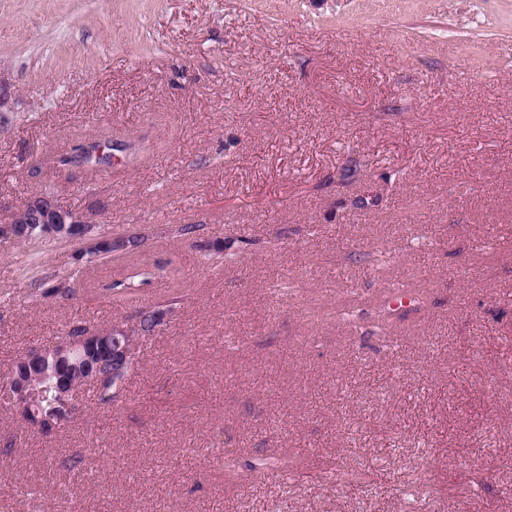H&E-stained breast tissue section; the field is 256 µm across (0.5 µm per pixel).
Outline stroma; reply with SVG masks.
<instances>
[{"mask_svg":"<svg viewBox=\"0 0 512 512\" xmlns=\"http://www.w3.org/2000/svg\"><path fill=\"white\" fill-rule=\"evenodd\" d=\"M93 140L129 149L55 167ZM47 188L145 234L181 277L144 299L178 302L111 404L48 439L0 410V482L59 512H512V0H0V225ZM376 249L429 297L394 344ZM88 267L0 239V378L131 318L96 284L41 297ZM273 454L286 479L225 482Z\"/></svg>","mask_w":512,"mask_h":512,"instance_id":"35a3bbf8","label":"stroma"}]
</instances>
